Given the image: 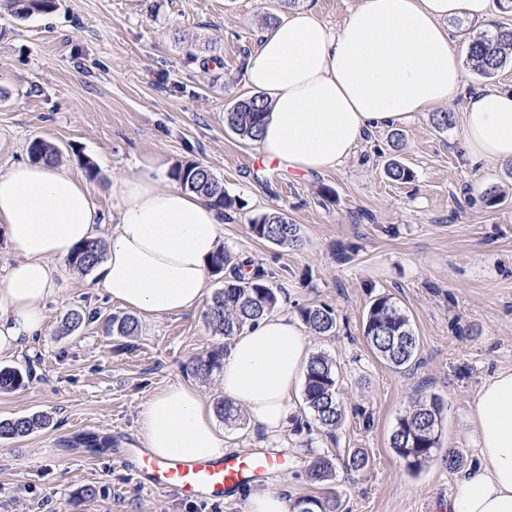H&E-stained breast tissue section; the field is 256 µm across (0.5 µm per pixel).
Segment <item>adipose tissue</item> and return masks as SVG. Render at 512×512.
Returning a JSON list of instances; mask_svg holds the SVG:
<instances>
[{
    "mask_svg": "<svg viewBox=\"0 0 512 512\" xmlns=\"http://www.w3.org/2000/svg\"><path fill=\"white\" fill-rule=\"evenodd\" d=\"M492 0H360L340 28L310 9L270 26L251 54L246 82L268 105L260 151L305 174L335 168L367 132L441 105L466 80L463 49L445 20L484 19ZM460 143L467 157L512 162V91L465 100ZM117 218L104 226L90 189L57 162H18L0 171V229L12 262L0 279V354L24 348L58 296L59 264L79 245L105 239L94 290L150 318L200 306L227 214L184 189L151 159L113 178ZM310 361V342L291 315L273 313L233 336L221 389L249 421L282 432ZM474 433L478 462L459 481L448 512H512V370L480 387ZM138 435L159 458L221 456L224 431L197 387L168 385L139 413Z\"/></svg>",
    "mask_w": 512,
    "mask_h": 512,
    "instance_id": "obj_1",
    "label": "adipose tissue"
}]
</instances>
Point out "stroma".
<instances>
[{
    "label": "stroma",
    "mask_w": 512,
    "mask_h": 512,
    "mask_svg": "<svg viewBox=\"0 0 512 512\" xmlns=\"http://www.w3.org/2000/svg\"><path fill=\"white\" fill-rule=\"evenodd\" d=\"M271 0H57L49 14L19 20L0 11V171L27 159L42 139L59 161L86 179L106 220L119 202L112 175H134L144 159L207 166L242 203L224 226V246L249 259L279 290V311L334 309L337 329L309 333L313 353L336 365L347 417L334 435L312 425L302 399L274 438L249 422L224 429L230 452L279 447L285 466L266 488L291 498L340 497L346 512H442L458 480L477 462L473 409L482 383L512 369V163L470 164L458 127L436 130L430 113L367 133L336 168L313 174L270 167L256 143L224 123L230 104L249 96L245 48H256ZM403 148L392 152V131ZM398 158L415 173L389 180ZM497 186L505 203L487 206ZM284 209L299 228L284 248L255 238L249 221ZM60 296L44 303L40 335L23 351L0 354V368H31L24 385L0 392V421L39 414L43 428L0 438V512H246V495L221 503L189 501L147 489L121 466L123 448L140 447L138 417L158 390L196 382L209 401L219 375L193 379V358L224 347L203 309L139 317L135 335L108 332L119 304L96 294L88 273L60 268ZM391 296L410 317L419 341L409 369L379 360L363 337L372 300ZM83 322L66 331L71 311ZM445 403L441 448L459 449L458 469L431 463L410 474L389 438L419 396ZM110 437L93 455L73 447L78 435ZM364 449L360 475L338 470L311 484L308 452ZM93 497H82L85 487Z\"/></svg>",
    "instance_id": "35a3bbf8"
}]
</instances>
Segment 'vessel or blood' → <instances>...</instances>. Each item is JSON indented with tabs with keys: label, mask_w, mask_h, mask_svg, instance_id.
Returning a JSON list of instances; mask_svg holds the SVG:
<instances>
[{
	"label": "vessel or blood",
	"mask_w": 512,
	"mask_h": 512,
	"mask_svg": "<svg viewBox=\"0 0 512 512\" xmlns=\"http://www.w3.org/2000/svg\"><path fill=\"white\" fill-rule=\"evenodd\" d=\"M126 455L134 459V470L148 488L210 502L260 487L283 462L279 454L164 459L140 448H130Z\"/></svg>",
	"instance_id": "obj_1"
}]
</instances>
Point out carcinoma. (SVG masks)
<instances>
[{"mask_svg": "<svg viewBox=\"0 0 512 512\" xmlns=\"http://www.w3.org/2000/svg\"><path fill=\"white\" fill-rule=\"evenodd\" d=\"M17 18H27L36 13L47 14L56 8V0H4L0 4ZM467 62L482 79L493 78L507 63H512V29L497 26L476 35L468 46ZM267 104L258 95L235 102L225 112L227 127L244 140H258ZM33 161H56V149L42 139L33 140L28 147ZM386 176L394 182L406 183L414 173L399 160L391 159ZM172 176L184 188L198 193L220 209L231 211L238 207L237 199L224 190V185L208 167L201 163H179L172 168ZM250 232L257 238L281 247L293 246L299 241L297 225L280 209L264 213L250 221ZM102 250L95 241L78 247L71 255L69 264L81 271L91 270L101 259ZM213 273L224 274L223 287L217 289L205 310L204 318L214 334L226 339L253 325L278 306V290L267 283L265 274L256 270L245 277L239 272L243 266L237 255L226 249L220 250L211 261ZM304 324L319 334L336 330L335 311L326 306L306 307L300 310ZM138 322L130 316L112 317V334L132 336ZM363 335L373 353L386 365L395 369L408 368L415 361L418 338L408 315L388 295L373 300L364 322ZM223 354L208 352L191 361L189 369L195 376L208 378L222 367ZM31 377L30 371L18 368H0V391L12 390ZM303 400L317 424L328 433L341 427L346 411L338 397V381L334 363L322 354L312 356L305 376ZM217 413L224 422L240 421L242 412L232 401L220 398L216 402ZM444 402L432 395L430 398L414 400L409 409L398 418L390 436V448L405 462L407 470L416 474L428 463L438 459L448 469L459 466L460 455L454 448L437 455L443 428ZM46 425L41 415H32L0 421V436L24 437ZM75 441L102 453L110 447L107 436L87 433ZM370 458L363 449L352 448L340 461L325 454L309 457L306 467L308 479L313 483H324L336 477L337 465L350 473H360L369 466ZM289 512H342L341 500L337 497H302L288 505Z\"/></svg>", "mask_w": 512, "mask_h": 512, "instance_id": "obj_1", "label": "carcinoma"}]
</instances>
